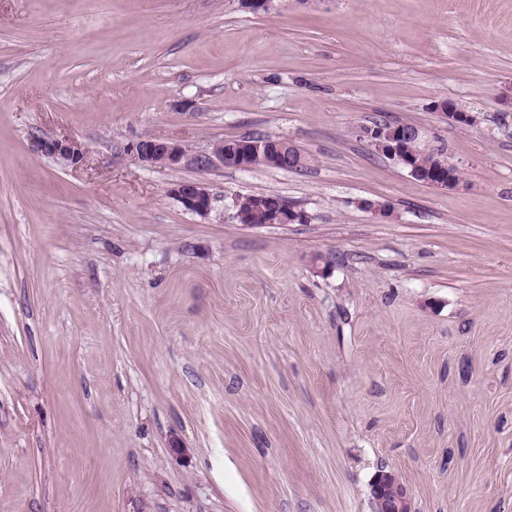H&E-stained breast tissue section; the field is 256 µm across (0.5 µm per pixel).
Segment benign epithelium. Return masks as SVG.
Returning <instances> with one entry per match:
<instances>
[{
    "label": "benign epithelium",
    "instance_id": "7a95c632",
    "mask_svg": "<svg viewBox=\"0 0 512 512\" xmlns=\"http://www.w3.org/2000/svg\"><path fill=\"white\" fill-rule=\"evenodd\" d=\"M241 2L246 10L256 14H268L288 6V0H241ZM433 109L443 114L448 123L454 127L475 125L478 122L477 113L458 108L450 99L434 102ZM360 137L405 169L411 177L429 187L451 190L460 183V168L447 156L438 152L435 153L437 165L430 172L419 170L412 163V159L405 150V140L424 141V133L418 126L410 130L390 123L364 126L360 129ZM33 147L42 155L72 168L83 165L88 156L85 145L64 136L37 137L33 140ZM125 152L134 163L147 168L176 169L189 159L188 147L175 140L142 138L127 144ZM200 162L230 164L240 169L252 168L259 164L286 168L288 163L292 162V152L290 144L285 140L278 142L272 150L258 142H244L226 148L220 141L212 144L210 155L200 158ZM169 194L185 209L200 215L208 214L218 198L212 187L204 182L176 183L169 189ZM358 205L381 220H387L393 216L391 207L384 203L361 200ZM262 209L272 220L282 224L308 221L304 212L280 198L267 199ZM372 494L380 497L385 503V509L382 512H411L409 491L393 472L383 471L375 477Z\"/></svg>",
    "mask_w": 512,
    "mask_h": 512
}]
</instances>
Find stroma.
Returning a JSON list of instances; mask_svg holds the SVG:
<instances>
[{"label": "stroma", "instance_id": "1", "mask_svg": "<svg viewBox=\"0 0 512 512\" xmlns=\"http://www.w3.org/2000/svg\"><path fill=\"white\" fill-rule=\"evenodd\" d=\"M511 86L512 0H0V512H374L383 470L411 512H512ZM257 135L310 165L197 163ZM146 137L191 157L140 167ZM257 193L308 222L233 220ZM432 107L436 112L443 114L448 123L454 127L475 125L478 122L477 113L458 108L450 99L436 101ZM399 124L410 127L411 123L399 122ZM390 123L376 124L373 126H363L360 129V137L367 140L379 153H382L395 164L405 169L411 177L426 184L429 187L439 190H451L457 187L461 177L460 168L448 159L447 156L435 152L437 165L431 172H425L417 169L431 168L436 164L435 156L432 151L422 152L412 142L416 140L421 143L424 141V133L420 127L414 126L410 130H405L403 126ZM411 142L405 150V140ZM407 152L412 156L409 157ZM33 147L42 155L72 168L82 166L88 156L85 145L64 136L37 137L33 140ZM169 194L189 211L200 215L208 214L213 203L219 197L212 187L204 182H179L170 189Z\"/></svg>", "mask_w": 512, "mask_h": 512}]
</instances>
